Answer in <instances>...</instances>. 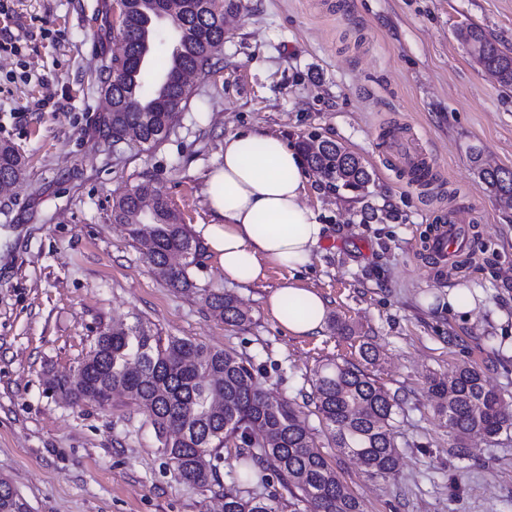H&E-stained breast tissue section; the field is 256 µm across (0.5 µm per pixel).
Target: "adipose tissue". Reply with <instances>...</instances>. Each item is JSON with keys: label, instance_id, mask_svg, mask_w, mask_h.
<instances>
[{"label": "adipose tissue", "instance_id": "ef3b65f1", "mask_svg": "<svg viewBox=\"0 0 512 512\" xmlns=\"http://www.w3.org/2000/svg\"><path fill=\"white\" fill-rule=\"evenodd\" d=\"M304 188L303 157L283 138L252 130L225 138L224 162L205 185L219 221L199 227L225 278L250 285L263 278L265 263L296 269L309 262L325 226L302 206ZM266 308L281 327L300 336L318 335L328 315L316 291L293 283L274 289Z\"/></svg>", "mask_w": 512, "mask_h": 512}]
</instances>
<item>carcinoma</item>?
I'll return each mask as SVG.
<instances>
[{"label": "carcinoma", "instance_id": "cac0c4a2", "mask_svg": "<svg viewBox=\"0 0 512 512\" xmlns=\"http://www.w3.org/2000/svg\"><path fill=\"white\" fill-rule=\"evenodd\" d=\"M167 2L174 46L159 64V79L143 64L156 32L155 0L122 4V66L99 76L104 94L112 100L102 126L114 139L135 129L142 143L154 146L168 135L170 110L186 105L190 94L177 75L212 63L224 41V14L237 8L234 0ZM457 37L489 79L502 88L512 87L511 52L479 26L462 28ZM301 148L309 168L340 187L358 190L370 181L362 161L335 141L311 136ZM24 170L16 166L14 146L0 141V178L16 181ZM478 174L490 193L512 201V167L480 166ZM112 223L124 225L135 240L151 241L148 262L171 287L202 292L205 304L228 325L250 321L232 295L200 289L191 280L188 267L198 264L204 246L190 235L153 181H141L115 197ZM174 252L182 254L183 265L168 263ZM49 388L75 403L101 406L117 392L126 394L147 415L161 447L167 449L174 477L185 484L209 485L216 476L212 453L233 439L248 462L239 483L262 482L271 469L295 507L302 504L306 512H360L358 499L328 463L294 403L262 389L250 362L231 350L177 336L164 338L140 320L121 323L99 331L78 366V378L53 379ZM428 389L438 399L435 413L458 445L473 434L493 440L512 428L500 394L486 386L474 367L432 377ZM311 402L328 443L356 457L369 477H384L396 469L400 450L394 424L400 401L363 368L349 361L323 364L314 372ZM223 498L224 512H284L287 507L278 492L258 497L239 489ZM0 512H32L3 477Z\"/></svg>", "mask_w": 512, "mask_h": 512}]
</instances>
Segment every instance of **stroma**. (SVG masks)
<instances>
[{
  "label": "stroma",
  "mask_w": 512,
  "mask_h": 512,
  "mask_svg": "<svg viewBox=\"0 0 512 512\" xmlns=\"http://www.w3.org/2000/svg\"><path fill=\"white\" fill-rule=\"evenodd\" d=\"M466 25L512 51V0H239L217 65L198 71L167 138L150 147L112 141L100 124L99 75L123 54L117 0H0V29L16 44L0 50V141L26 159L0 190V476L33 512H220L216 488L174 478L126 398L75 404L49 389L116 320L234 351L317 434L307 403L315 370L359 362L370 342L372 378L402 401L399 468L372 478L349 453L322 448L363 512H512V429L456 447L426 385L474 366L512 411V206L478 175L512 167V88L471 59L456 36ZM394 128L419 139L428 185L411 184L391 157ZM241 130L294 145L334 140L371 180L352 191L307 172L301 203L326 229L301 269L273 266L241 286L204 253L191 275L239 301L250 320L233 327L152 269L144 245L113 223L112 204L153 180L197 233L212 219L206 176ZM451 210L467 218V247L441 274L419 247ZM290 280L317 290L353 335L280 327L265 300ZM456 287L470 290L473 309L448 308Z\"/></svg>",
  "instance_id": "35a3bbf8"
}]
</instances>
